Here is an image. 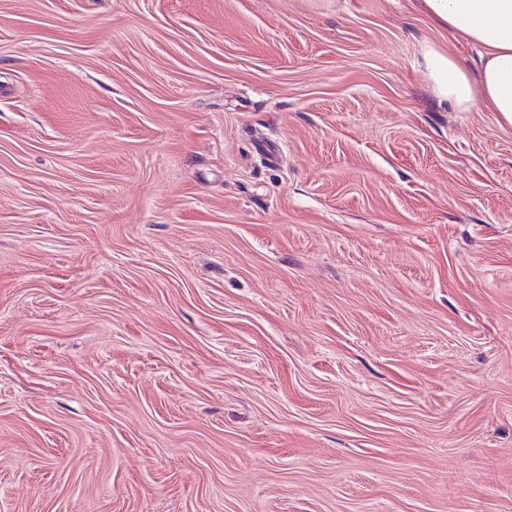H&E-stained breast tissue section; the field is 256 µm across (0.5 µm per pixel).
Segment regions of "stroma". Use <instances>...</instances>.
Segmentation results:
<instances>
[{
  "label": "stroma",
  "mask_w": 512,
  "mask_h": 512,
  "mask_svg": "<svg viewBox=\"0 0 512 512\" xmlns=\"http://www.w3.org/2000/svg\"><path fill=\"white\" fill-rule=\"evenodd\" d=\"M415 0H0V512H512V128Z\"/></svg>",
  "instance_id": "stroma-1"
}]
</instances>
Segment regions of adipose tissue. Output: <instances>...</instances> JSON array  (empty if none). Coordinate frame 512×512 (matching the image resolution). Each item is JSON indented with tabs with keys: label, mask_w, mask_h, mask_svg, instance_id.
Masks as SVG:
<instances>
[{
	"label": "adipose tissue",
	"mask_w": 512,
	"mask_h": 512,
	"mask_svg": "<svg viewBox=\"0 0 512 512\" xmlns=\"http://www.w3.org/2000/svg\"><path fill=\"white\" fill-rule=\"evenodd\" d=\"M441 28L478 48L481 67L471 74L447 51L424 48L422 65L438 103L469 109L481 103L512 126V0H421Z\"/></svg>",
	"instance_id": "1"
}]
</instances>
